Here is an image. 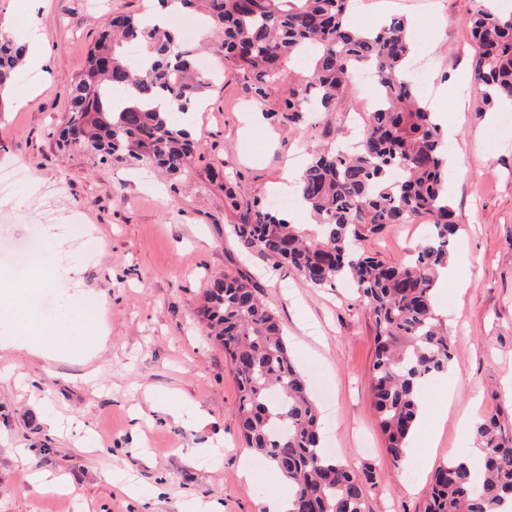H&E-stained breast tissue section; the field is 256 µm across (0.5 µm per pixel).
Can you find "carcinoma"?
<instances>
[{
	"instance_id": "obj_1",
	"label": "carcinoma",
	"mask_w": 512,
	"mask_h": 512,
	"mask_svg": "<svg viewBox=\"0 0 512 512\" xmlns=\"http://www.w3.org/2000/svg\"><path fill=\"white\" fill-rule=\"evenodd\" d=\"M171 1L182 11L203 12L222 37L224 62L243 73L258 98L269 95L279 65L313 49L309 77L289 90L275 113L282 125L309 123L306 100L336 111L359 68L374 74L375 104L358 148L313 150L297 183L298 198L315 220L313 231L257 201L232 231L242 250L292 269L309 286L346 281L369 302L377 342L373 407L386 453L399 464L422 417L423 384L447 373L455 356L439 326L434 293L458 231L448 199V134L415 94L407 20L394 16L362 30L350 17L352 0ZM481 2L470 36L476 111L483 113L512 104V13ZM132 43L144 47L139 60L128 55ZM23 55V46L0 35V105ZM204 87L179 32L153 23L146 11L114 16L70 93L71 119L62 137L102 161L128 158L181 174L195 144L187 130L170 124L169 114L174 107L193 110ZM119 93L132 99L120 110L113 107ZM422 216L428 230L405 261L391 264L368 250L389 226ZM197 314L224 348L237 383L240 438L288 478V512H368L371 471L352 472L324 452L307 380L248 277L214 279ZM473 441L482 453L480 466L465 457L440 463L424 512H512L505 509L512 504V430L492 415L475 424Z\"/></svg>"
}]
</instances>
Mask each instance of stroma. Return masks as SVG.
Returning <instances> with one entry per match:
<instances>
[{"instance_id":"35a3bbf8","label":"stroma","mask_w":512,"mask_h":512,"mask_svg":"<svg viewBox=\"0 0 512 512\" xmlns=\"http://www.w3.org/2000/svg\"><path fill=\"white\" fill-rule=\"evenodd\" d=\"M45 2L33 27L27 0H0V24L17 40L40 38L50 49L47 65H23L0 108V164L27 171L0 203V244L18 246L31 231L45 232L36 193L52 185L85 245L56 240L37 274L65 278V287L25 288L11 276L0 336L14 335L21 312L50 324L70 293L83 310L71 335L91 336L104 325L109 343L89 362L0 355V368L24 376L20 384L0 382V512H178L194 499L219 501L223 512H259L275 474L263 457L245 455L235 380L223 348L195 316L210 282L237 272L251 276L281 322L319 408L323 447L347 468L371 471L369 512H424L433 466L472 448L461 419L512 408L507 398L486 396L512 382V125L501 113L476 111L468 29L476 0H361L357 17L365 28L382 14L415 21L413 43L429 56L417 93L448 131V191L461 227L450 264L466 284L434 296L457 356L447 377L422 389L424 414L410 445L431 448L432 456L410 472L387 457L373 412L376 341L366 302L346 284L313 288L288 268L244 254L230 233L244 221L242 205L284 193L287 165L302 163L311 147L357 137L348 119L354 97L338 112L317 113L304 129L285 127L266 115L305 79L312 59L284 65L261 101L241 74L212 60L221 76L203 90L197 110L171 115L197 145L186 174L103 162L59 139L70 119L68 91L83 78L109 15L140 12L146 0ZM34 70L42 80L31 85L25 76ZM228 182L240 209L225 202ZM425 232L422 224H397L369 247L398 263ZM49 416L59 421L56 432L45 427ZM19 446L33 449L32 469L64 474L72 491L36 492L13 461Z\"/></svg>"}]
</instances>
